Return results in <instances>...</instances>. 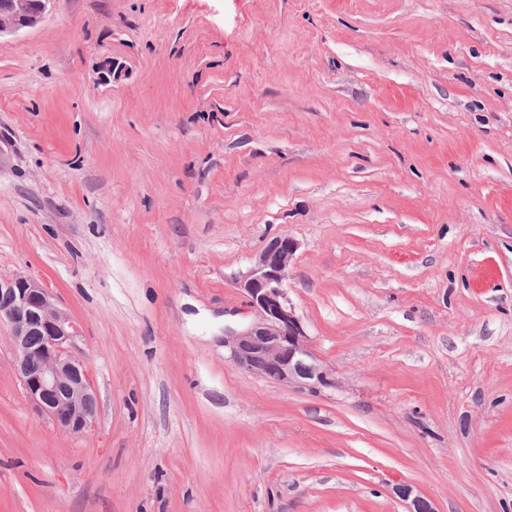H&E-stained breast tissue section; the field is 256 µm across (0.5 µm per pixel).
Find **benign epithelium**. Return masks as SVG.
I'll return each mask as SVG.
<instances>
[{
	"mask_svg": "<svg viewBox=\"0 0 512 512\" xmlns=\"http://www.w3.org/2000/svg\"><path fill=\"white\" fill-rule=\"evenodd\" d=\"M53 0H0V36L41 22ZM299 243L288 235L268 242L248 270L234 279L257 320L229 332L224 346L239 368L309 393L336 386L315 357L301 318L287 295ZM0 327L9 332L17 374L28 397L62 430L80 435L97 414V392L84 361L71 350L74 328L48 289L21 275L0 276ZM394 493L407 512H436L433 503L399 485Z\"/></svg>",
	"mask_w": 512,
	"mask_h": 512,
	"instance_id": "7a95c632",
	"label": "benign epithelium"
}]
</instances>
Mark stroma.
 Segmentation results:
<instances>
[{
    "label": "stroma",
    "mask_w": 512,
    "mask_h": 512,
    "mask_svg": "<svg viewBox=\"0 0 512 512\" xmlns=\"http://www.w3.org/2000/svg\"><path fill=\"white\" fill-rule=\"evenodd\" d=\"M280 234L318 394L224 346ZM15 273L98 411L0 328V512H512V0H53L0 37ZM0 327L9 332L28 397L62 430L80 435L97 414V392L71 350L74 328L48 289L21 275L0 276ZM393 492L406 503V512H437L429 499L415 493L409 485L396 486Z\"/></svg>",
    "instance_id": "35a3bbf8"
}]
</instances>
